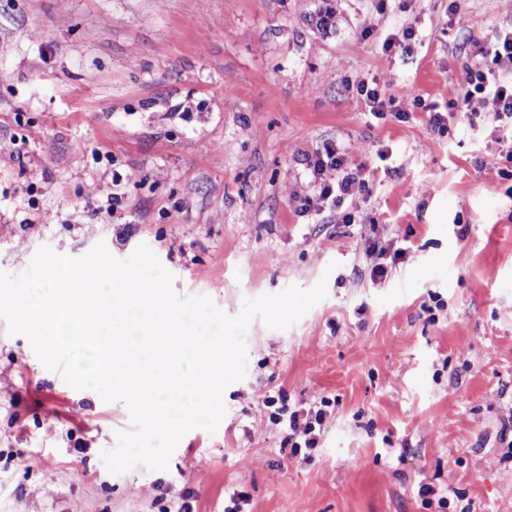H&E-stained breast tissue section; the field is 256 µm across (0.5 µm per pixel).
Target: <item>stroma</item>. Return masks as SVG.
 Segmentation results:
<instances>
[{"instance_id":"stroma-1","label":"stroma","mask_w":512,"mask_h":512,"mask_svg":"<svg viewBox=\"0 0 512 512\" xmlns=\"http://www.w3.org/2000/svg\"><path fill=\"white\" fill-rule=\"evenodd\" d=\"M510 28L512 0H0V272L43 246L145 244L176 293L230 316L326 284L287 329L251 321L216 432L189 431L164 471L110 474L127 407L69 386L0 319V512H444L424 484L512 512V199L499 132L448 106ZM405 30L411 52H385ZM372 77L408 119L369 115L355 85ZM330 140L366 149L350 226L298 213ZM267 397L329 400L308 459L281 455Z\"/></svg>"}]
</instances>
